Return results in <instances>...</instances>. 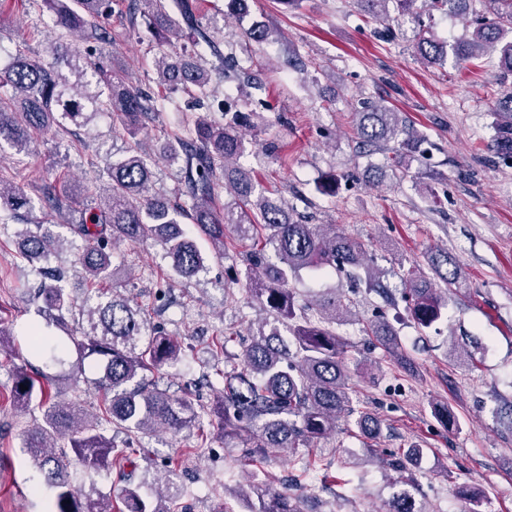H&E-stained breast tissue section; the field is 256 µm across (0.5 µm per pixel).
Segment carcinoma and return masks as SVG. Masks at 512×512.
I'll list each match as a JSON object with an SVG mask.
<instances>
[{
    "instance_id": "cac0c4a2",
    "label": "carcinoma",
    "mask_w": 512,
    "mask_h": 512,
    "mask_svg": "<svg viewBox=\"0 0 512 512\" xmlns=\"http://www.w3.org/2000/svg\"><path fill=\"white\" fill-rule=\"evenodd\" d=\"M354 0L357 10L375 21L389 20V4L416 23L413 43L419 59L438 64L448 54L466 62L487 48L498 49V67L512 74V0ZM113 0H32L53 16L49 31V59H35L19 52L0 68V88L12 94L0 95V145L13 150L12 160L21 163L32 154V134L54 127L89 128L97 114H113L128 137L125 150L107 163L108 181L96 193L91 207L80 213L72 202L85 187L68 182L56 186L44 180L41 194L34 198L20 187L0 182V209L23 223L16 232L20 257L39 274L42 323L30 328V351L44 355L50 363L74 371L87 358L100 367L97 388L103 392L98 413L90 417L76 400L60 399L57 376H50L28 361L11 370L8 399L17 409L37 405L43 423L26 432L24 452L42 477L41 488L50 495V512H112V499L94 485L82 491L75 487L70 472L76 461L90 474L117 465L137 450L118 449L107 437L111 428L124 430L131 440L140 433H179L214 417L226 437H242L249 448V462L256 464L300 448L319 450L313 464L329 461V448L317 443L336 433L342 416L367 440L380 435L381 421L356 408L350 392V375L344 361L347 344L336 327L351 317L350 303L336 291H320L299 304L288 288L291 278L307 271L313 275L345 272L350 279L365 282L369 289L381 287L380 272L369 263L367 246L336 231L333 224H311L285 201L257 189L251 170L237 163L245 153L242 135L247 124L244 112L221 113V119L194 115L186 134H174L163 151V159L180 162L181 195L185 206L165 195L150 193L155 154L141 138L156 115L153 101L139 95L130 78L114 69L97 66V45L115 41L109 20ZM129 11L139 12L144 24L158 40L175 46L184 30L194 35V55L209 52L215 58L213 70L178 53L164 52L154 60L160 85L179 90L201 106L202 95L212 72L241 83L249 81V69L234 64L216 46L211 32L201 28L195 0H129ZM435 12L467 17L474 27L470 40L438 42L425 35L422 15ZM79 43L63 41L65 36ZM242 36L255 43L274 37L267 24L254 22L242 29ZM496 134L488 150L497 157L512 159V92L495 106ZM361 149L374 152L390 142L395 166L405 169L410 153L420 151L422 135L406 125L399 113L378 102H366L355 112ZM230 187L238 202L217 206V189ZM67 218L70 236L44 223L45 210ZM189 222L208 239L214 254H224L225 231L250 249L242 254L247 292L251 300L270 312L271 319L250 325L249 344L240 366L217 373L218 396L209 405L178 397L156 383L155 373L177 361L182 348L150 323L148 311L115 283V250L123 243L161 246L171 269L191 279L204 269L205 258L182 228ZM82 240L75 252L76 265L89 285L79 301L64 286L68 272L50 266L74 238ZM273 248L278 262L269 260ZM427 270L401 276V299L413 322L431 329L442 320L451 294L465 282L460 260L445 249L432 248L425 254ZM404 367L412 360L402 348L398 329L388 320H374L364 328ZM452 344L451 352L466 368L478 364L475 349ZM27 386L21 390L20 385ZM425 449L411 444L390 453L386 467L393 473V492L385 512H431L425 502L411 493L417 481ZM150 485H127L121 489L125 512H179V493L171 485L165 491ZM245 501L257 498L255 512H300L288 492L277 491L255 479L239 492Z\"/></svg>"
}]
</instances>
